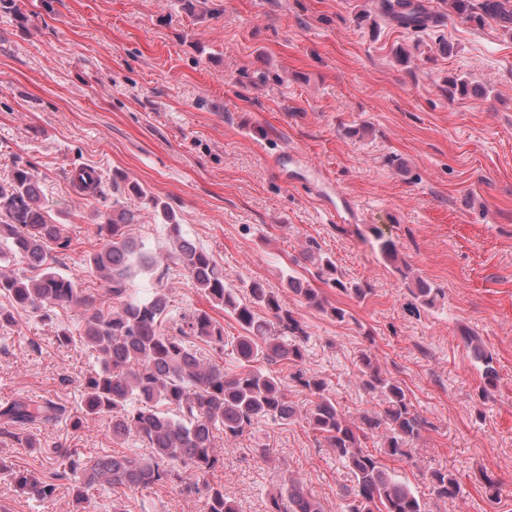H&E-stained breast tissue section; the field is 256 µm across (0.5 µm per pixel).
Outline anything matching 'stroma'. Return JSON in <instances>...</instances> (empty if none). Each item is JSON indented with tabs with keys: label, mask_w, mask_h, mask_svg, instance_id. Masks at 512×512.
Returning <instances> with one entry per match:
<instances>
[{
	"label": "stroma",
	"mask_w": 512,
	"mask_h": 512,
	"mask_svg": "<svg viewBox=\"0 0 512 512\" xmlns=\"http://www.w3.org/2000/svg\"><path fill=\"white\" fill-rule=\"evenodd\" d=\"M367 0H208L198 19L179 0H0V182L30 163L54 221L69 238L61 268L79 287L103 292L86 257L102 243L96 226L112 207V178L140 184L124 195L138 213L130 235L156 259L171 244L152 199L171 207L183 236L207 250L225 282L276 291L309 335L306 370L319 374L352 420L378 410L356 382L362 354L407 389L427 421L413 462L387 459L431 512H512V40L460 19L434 31L372 30L355 16ZM452 44L445 55L440 41ZM420 43L411 66L398 46ZM462 76L481 97H449ZM368 125V133L351 130ZM304 166L288 172L282 154ZM399 165H392V158ZM97 169V195H75L70 173ZM357 205L360 220L336 224L328 198ZM397 242L445 301L411 311L404 281L379 255L376 232ZM345 280L368 283L358 300L320 284L304 258L308 240ZM321 288L345 322L310 307L287 286L289 271ZM176 330L183 314L207 311L234 336L223 309L177 277L169 292ZM0 327V402H81V379L96 368L81 346L59 348L58 326L82 330L83 312L54 321L18 310ZM470 327L494 357L499 380L480 400V372L460 335ZM34 438L39 448L26 447ZM111 453L108 421L68 422L0 436V512H77L67 485L39 503L22 496L11 471L52 480L47 448ZM215 475L238 512H266L286 473L301 476L323 512H342L350 476L305 421H265L252 434L218 442ZM453 471L464 493L437 499L426 473ZM497 478L496 496L475 480ZM202 479L126 493L128 512H204Z\"/></svg>",
	"instance_id": "1"
}]
</instances>
